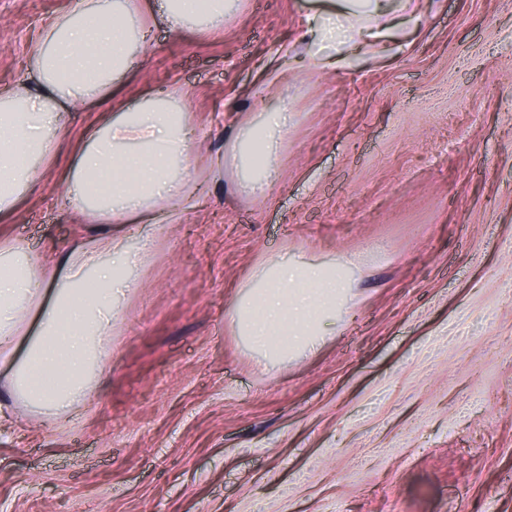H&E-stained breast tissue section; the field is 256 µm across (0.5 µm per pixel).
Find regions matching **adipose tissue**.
<instances>
[{"mask_svg": "<svg viewBox=\"0 0 512 512\" xmlns=\"http://www.w3.org/2000/svg\"><path fill=\"white\" fill-rule=\"evenodd\" d=\"M413 0H345L343 11L309 17L316 38L307 54L331 67L351 45L371 46L385 31L376 18L410 9ZM239 0H70L28 48L24 79L0 84V219L12 216L39 183L38 164L75 152L60 175L65 200L82 223L69 251L31 252L21 240L0 244V411L23 404L31 413L65 417L86 403L107 369L123 298L139 288L143 265L161 234L221 181L229 160L241 187L265 194L278 179L274 157L288 133L287 97L245 121L224 150L196 157L188 92L174 87L139 105L101 113L92 130L67 143V114L111 96L151 43L155 27L181 33L223 31ZM102 180L92 189L94 180ZM232 321L255 353L285 358L319 344L347 284L335 265L303 258L257 266Z\"/></svg>", "mask_w": 512, "mask_h": 512, "instance_id": "1", "label": "adipose tissue"}]
</instances>
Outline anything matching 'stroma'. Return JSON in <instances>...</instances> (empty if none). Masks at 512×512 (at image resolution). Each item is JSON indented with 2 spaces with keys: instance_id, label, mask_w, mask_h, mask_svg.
<instances>
[{
  "instance_id": "stroma-1",
  "label": "stroma",
  "mask_w": 512,
  "mask_h": 512,
  "mask_svg": "<svg viewBox=\"0 0 512 512\" xmlns=\"http://www.w3.org/2000/svg\"><path fill=\"white\" fill-rule=\"evenodd\" d=\"M329 0H242L220 35L156 29L104 104L189 89L202 150L288 96L262 198L223 184L162 235L108 371L61 419L0 418V512H512V0H417L333 69L272 84ZM69 0H0V83ZM0 234L67 248L60 169ZM351 258L318 348L260 367L232 308L272 256Z\"/></svg>"
}]
</instances>
